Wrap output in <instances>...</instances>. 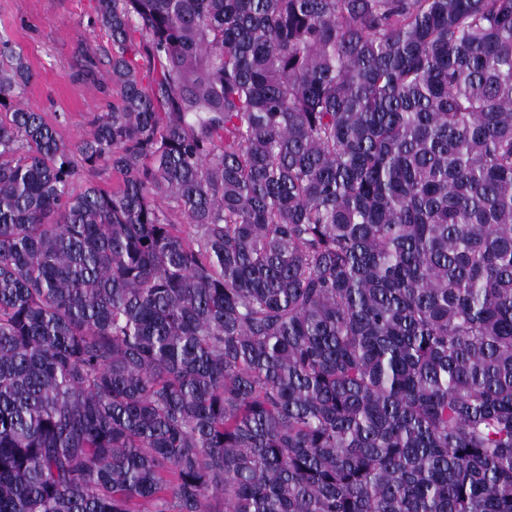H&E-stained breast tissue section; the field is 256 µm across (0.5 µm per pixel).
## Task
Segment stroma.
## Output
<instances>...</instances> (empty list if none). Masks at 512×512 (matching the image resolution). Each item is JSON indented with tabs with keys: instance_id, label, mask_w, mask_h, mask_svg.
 Wrapping results in <instances>:
<instances>
[{
	"instance_id": "35a3bbf8",
	"label": "stroma",
	"mask_w": 512,
	"mask_h": 512,
	"mask_svg": "<svg viewBox=\"0 0 512 512\" xmlns=\"http://www.w3.org/2000/svg\"><path fill=\"white\" fill-rule=\"evenodd\" d=\"M97 0H0V37L22 51L34 78L22 96L42 113L60 138L76 144L90 138L91 116L112 109L105 72L84 76L88 52L107 58L112 45L95 22Z\"/></svg>"
}]
</instances>
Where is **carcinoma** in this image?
Here are the masks:
<instances>
[{"label":"carcinoma","instance_id":"carcinoma-1","mask_svg":"<svg viewBox=\"0 0 512 512\" xmlns=\"http://www.w3.org/2000/svg\"><path fill=\"white\" fill-rule=\"evenodd\" d=\"M97 23L76 145L0 38V512H512V0ZM88 182L112 189V186L117 183V176L112 172L111 167L101 164L95 170L85 169L81 172L79 184L85 185Z\"/></svg>","mask_w":512,"mask_h":512}]
</instances>
